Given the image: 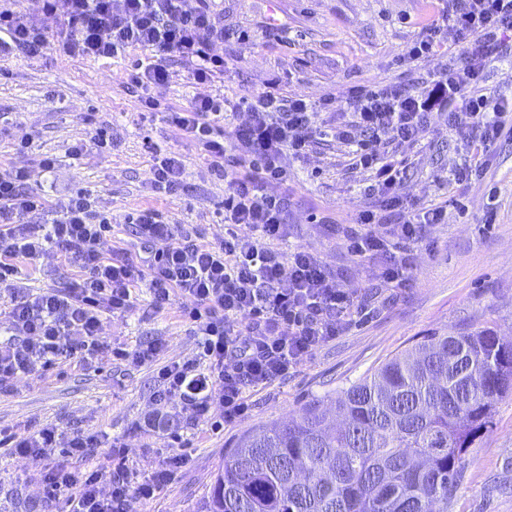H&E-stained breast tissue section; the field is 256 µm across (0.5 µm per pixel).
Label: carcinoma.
Returning <instances> with one entry per match:
<instances>
[{
    "label": "carcinoma",
    "instance_id": "obj_1",
    "mask_svg": "<svg viewBox=\"0 0 512 512\" xmlns=\"http://www.w3.org/2000/svg\"><path fill=\"white\" fill-rule=\"evenodd\" d=\"M512 394V341L490 326L423 336L341 390L243 435L197 512H448L469 448Z\"/></svg>",
    "mask_w": 512,
    "mask_h": 512
}]
</instances>
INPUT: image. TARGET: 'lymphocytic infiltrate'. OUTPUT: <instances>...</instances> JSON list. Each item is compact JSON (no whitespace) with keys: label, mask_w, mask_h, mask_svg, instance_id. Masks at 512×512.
I'll return each instance as SVG.
<instances>
[{"label":"lymphocytic infiltrate","mask_w":512,"mask_h":512,"mask_svg":"<svg viewBox=\"0 0 512 512\" xmlns=\"http://www.w3.org/2000/svg\"><path fill=\"white\" fill-rule=\"evenodd\" d=\"M40 10L61 25L58 46L66 56L99 61L130 49L172 52L187 65L193 84L211 83L224 73L223 56L211 49L224 30L206 0H40ZM443 18L466 44V58L413 89L350 87L345 103L354 119L334 131L337 139L357 144L356 164L374 170V192L405 216L390 226L388 236L350 235L347 248L373 256L400 246L381 272L399 286L414 266L410 244L421 225L440 222L444 212L416 214L414 203L395 195L405 173L398 154L422 137L429 113L448 111L452 131L471 153V164L454 174L463 184L499 139L512 136V123L504 119L512 105L487 95L474 65L512 42V0H429L422 20L426 36L409 48L405 63L440 51ZM48 38L27 14L0 2L1 57L17 50L37 55ZM167 79L166 67L156 62L128 75L130 85L141 91L143 111L162 113L199 150L211 173L227 183L223 240L216 246L203 243L197 229L166 223L159 210L143 208L126 218L137 228L142 260L134 261L124 248L107 255L101 244L112 230V215L97 209L90 190L77 189L53 214L43 195L27 189L24 169L0 171V287L9 296L14 335L0 343V383L64 357L76 355L89 365L111 353L100 334L101 316L133 310L135 288L146 277L155 309H165L178 294L193 299L187 315L205 338L200 360L159 367L155 404L163 408L170 398H179L195 420L217 407L232 423L247 413L248 391L285 378L353 323L352 298L337 288L315 254L302 247L288 255L274 249L285 235L284 201L264 192L267 183H287L289 155L305 153L322 133L309 122L313 104L284 98L274 89L247 102L250 118L239 125L227 122L226 102L210 96L193 97L184 108H161L148 89ZM46 214L51 222L40 223ZM49 253L75 269L77 277L69 287L32 293L24 264ZM108 456L112 464L104 469L49 467L45 512H128L132 500L157 498L188 460L187 452L173 454L140 477L128 463L127 449L111 448Z\"/></svg>","instance_id":"1"}]
</instances>
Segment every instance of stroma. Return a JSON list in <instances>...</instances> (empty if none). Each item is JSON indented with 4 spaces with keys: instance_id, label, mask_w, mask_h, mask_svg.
I'll list each match as a JSON object with an SVG mask.
<instances>
[{
    "instance_id": "stroma-1",
    "label": "stroma",
    "mask_w": 512,
    "mask_h": 512,
    "mask_svg": "<svg viewBox=\"0 0 512 512\" xmlns=\"http://www.w3.org/2000/svg\"><path fill=\"white\" fill-rule=\"evenodd\" d=\"M210 8L226 34L213 46L227 62L223 79L191 84L186 66L170 53L162 58L169 78L152 95L184 107L196 95L235 101L274 88L318 104L311 123L324 137L306 154L289 158L287 184H268L265 192L285 201L281 251L301 246L317 255L337 288L370 314L304 358L286 379L250 392L247 415L217 431L210 421L182 416L169 428L150 427L156 372L123 360L87 365L62 359L0 385V434L55 429L48 462L60 459L67 440L79 433L98 435L102 446L94 458L69 459L81 471L106 465V450L115 442L126 446L129 464L141 476L186 448L189 460L177 479L154 500L132 501L131 512H197L240 436L296 417L311 400L348 387L421 337L489 325L512 340V140L498 141L482 174L461 187L453 175L468 165L467 147L449 132L446 113L430 114L424 138L403 156L407 176L396 193L422 210L443 208L445 219L423 225L408 284L395 288L381 278L383 256H355L346 247L351 232L381 235L402 215L383 213L381 223L371 226L354 222L358 210L379 203L369 194L368 173L352 169L350 146L328 134L348 119L343 96L353 86L403 87L442 75L465 56L454 28L442 25L441 51L411 67L402 59L424 34L419 17L425 0H211ZM151 59L150 52L130 51L89 61L60 55L50 43L36 57L19 52L0 60V170L26 168L28 188L56 210L73 189L91 190L99 209L115 219L102 245L106 252L131 246L135 227L124 218L146 207L170 223L197 226L205 242L224 236L225 182L174 129L142 118L138 94L126 82L134 63ZM327 97L332 104L321 109ZM98 127L110 131L111 149L73 158L71 146ZM25 138L32 146L23 150ZM151 142L183 160V185L175 194L151 189ZM43 154L57 157L54 171L40 168ZM489 209L496 213L491 224L483 221ZM27 271L26 285L35 292L65 287L76 276L53 256L28 262ZM136 297L134 310L103 314L105 340L132 349L160 339L163 360L199 357L204 338L182 312L186 298L174 297L154 311L145 280ZM469 458L448 512H512V395L497 403L487 436L470 448ZM0 512H43L41 466L1 446Z\"/></svg>"
}]
</instances>
